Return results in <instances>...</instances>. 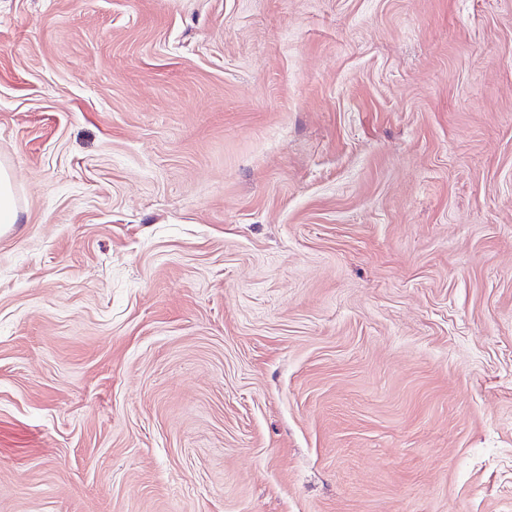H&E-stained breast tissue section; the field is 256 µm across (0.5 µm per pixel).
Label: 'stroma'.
Instances as JSON below:
<instances>
[{
    "instance_id": "1",
    "label": "stroma",
    "mask_w": 512,
    "mask_h": 512,
    "mask_svg": "<svg viewBox=\"0 0 512 512\" xmlns=\"http://www.w3.org/2000/svg\"><path fill=\"white\" fill-rule=\"evenodd\" d=\"M0 512H512V0H0ZM18 221V209L9 172L0 166V228Z\"/></svg>"
}]
</instances>
